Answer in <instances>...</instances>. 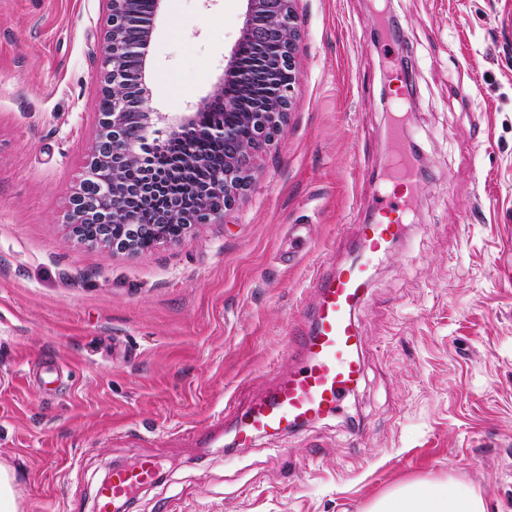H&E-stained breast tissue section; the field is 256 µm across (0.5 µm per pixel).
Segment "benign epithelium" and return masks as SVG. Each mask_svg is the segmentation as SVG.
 <instances>
[{"instance_id": "obj_1", "label": "benign epithelium", "mask_w": 512, "mask_h": 512, "mask_svg": "<svg viewBox=\"0 0 512 512\" xmlns=\"http://www.w3.org/2000/svg\"><path fill=\"white\" fill-rule=\"evenodd\" d=\"M163 2L152 0V13L144 16L135 9L136 0H102L107 19L101 38L100 92L93 103L99 116L98 130L83 179L71 198L67 223L78 240L114 252L144 253L161 241L183 238L194 224L224 222L225 211L232 208L248 182L256 153L273 135L283 131L300 82L295 57L296 0H246L242 34L232 49L223 86L217 89L214 102L226 112L235 111V103L224 93V86L248 87L241 68L245 48L274 46L276 54L266 59L271 90L258 107L238 113L233 124L211 123L203 129L206 137L224 141V168L216 173L193 210H187L181 198H172L154 224L141 223L133 211L111 207L123 196L148 195L161 178L152 165L144 167L143 180L136 183L124 180L123 174L146 157L143 120L150 110L144 91L146 47ZM131 57L139 63L133 79L124 68V62ZM197 116L196 112L174 113L168 117L170 133L177 135L195 124ZM102 165L112 168V181L108 183L93 176ZM174 210L181 211L177 225L170 224ZM117 220L122 222L119 230L114 225Z\"/></svg>"}]
</instances>
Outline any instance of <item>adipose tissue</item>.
<instances>
[{"label":"adipose tissue","instance_id":"ef3b65f1","mask_svg":"<svg viewBox=\"0 0 512 512\" xmlns=\"http://www.w3.org/2000/svg\"><path fill=\"white\" fill-rule=\"evenodd\" d=\"M367 512H486L483 499L467 484L413 481L374 500Z\"/></svg>","mask_w":512,"mask_h":512}]
</instances>
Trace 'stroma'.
Listing matches in <instances>:
<instances>
[{
  "label": "stroma",
  "instance_id": "35a3bbf8",
  "mask_svg": "<svg viewBox=\"0 0 512 512\" xmlns=\"http://www.w3.org/2000/svg\"><path fill=\"white\" fill-rule=\"evenodd\" d=\"M245 0H165L157 116L222 78ZM300 84L223 223L138 255L66 216L96 133L101 0H0V460L25 512H98L110 468L163 466L130 512H365L454 478L512 512V0H297ZM404 112L429 171L355 310L341 413L248 447L232 409L302 359L317 271L378 215Z\"/></svg>",
  "mask_w": 512,
  "mask_h": 512
}]
</instances>
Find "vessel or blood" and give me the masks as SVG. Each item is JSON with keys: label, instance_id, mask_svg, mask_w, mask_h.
I'll use <instances>...</instances> for the list:
<instances>
[{"label": "vessel or blood", "instance_id": "vessel-or-blood-1", "mask_svg": "<svg viewBox=\"0 0 512 512\" xmlns=\"http://www.w3.org/2000/svg\"><path fill=\"white\" fill-rule=\"evenodd\" d=\"M396 149L386 165L395 183L412 188V171L404 153L405 128L391 122L384 131ZM408 199L386 201L388 224H365L361 235L365 252L348 267L319 276V288L312 323L301 339L303 363L278 378L263 398L251 402L235 427L237 446H249L257 436L284 433L338 412L345 397L364 374L361 340L353 312L365 294L374 257L399 239L407 213ZM159 463L147 459L134 468L113 470L102 487L98 512H117L135 494L152 483Z\"/></svg>", "mask_w": 512, "mask_h": 512}]
</instances>
